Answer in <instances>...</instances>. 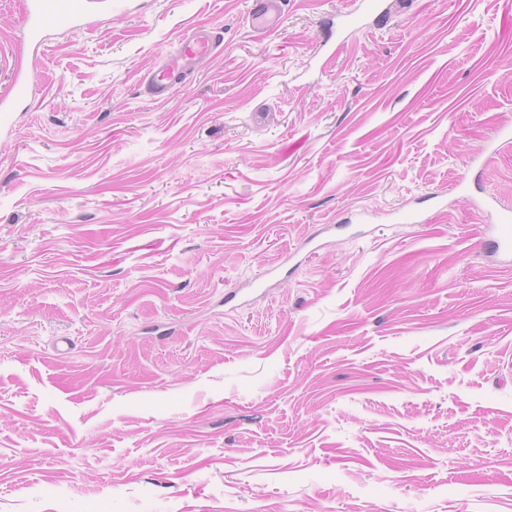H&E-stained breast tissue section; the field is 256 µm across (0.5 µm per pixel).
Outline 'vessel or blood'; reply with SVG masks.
<instances>
[{"label":"vessel or blood","instance_id":"b4317fda","mask_svg":"<svg viewBox=\"0 0 512 512\" xmlns=\"http://www.w3.org/2000/svg\"><path fill=\"white\" fill-rule=\"evenodd\" d=\"M91 0H28L23 25L28 39L42 43L53 30L82 27L90 11ZM282 10V0H251L249 18L254 29L262 31L275 26ZM221 45L218 36L200 31L185 33L179 43L176 61L156 71L146 82L145 90L153 99L169 98L182 84L196 59L216 55ZM31 78L15 71L8 96L0 98V124L7 123L12 105L29 95Z\"/></svg>","mask_w":512,"mask_h":512}]
</instances>
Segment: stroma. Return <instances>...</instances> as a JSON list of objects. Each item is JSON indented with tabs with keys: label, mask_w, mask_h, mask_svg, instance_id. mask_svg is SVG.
<instances>
[{
	"label": "stroma",
	"mask_w": 512,
	"mask_h": 512,
	"mask_svg": "<svg viewBox=\"0 0 512 512\" xmlns=\"http://www.w3.org/2000/svg\"><path fill=\"white\" fill-rule=\"evenodd\" d=\"M0 0V512H512V0ZM220 33L170 98L144 77ZM91 3L90 0H29L23 16L28 39L38 45L50 31L82 27ZM249 18L253 28L262 31L275 26L282 10V0H251ZM31 78L25 71L15 70L12 79L10 95L0 98V124L7 123L12 112V103L18 102L29 96ZM496 250L505 252L512 251V213L507 210L501 214L499 223L496 225V237L493 241Z\"/></svg>",
	"instance_id": "obj_1"
}]
</instances>
